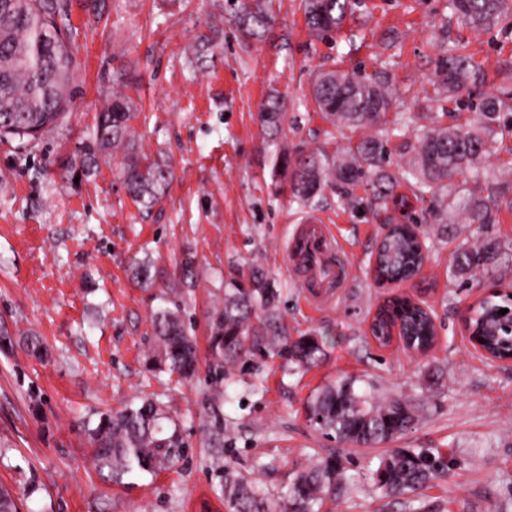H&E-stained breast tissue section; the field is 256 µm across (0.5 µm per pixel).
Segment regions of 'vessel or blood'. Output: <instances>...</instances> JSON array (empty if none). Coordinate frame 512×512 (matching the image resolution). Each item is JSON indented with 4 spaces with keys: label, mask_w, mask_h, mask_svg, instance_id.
Instances as JSON below:
<instances>
[{
    "label": "vessel or blood",
    "mask_w": 512,
    "mask_h": 512,
    "mask_svg": "<svg viewBox=\"0 0 512 512\" xmlns=\"http://www.w3.org/2000/svg\"><path fill=\"white\" fill-rule=\"evenodd\" d=\"M339 246L319 216H310L290 239L287 258L291 266L306 273L303 282L309 294L340 285L349 276L348 260L338 259Z\"/></svg>",
    "instance_id": "vessel-or-blood-1"
}]
</instances>
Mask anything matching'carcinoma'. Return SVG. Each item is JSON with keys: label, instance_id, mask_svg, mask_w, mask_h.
<instances>
[{"label": "carcinoma", "instance_id": "carcinoma-1", "mask_svg": "<svg viewBox=\"0 0 512 512\" xmlns=\"http://www.w3.org/2000/svg\"><path fill=\"white\" fill-rule=\"evenodd\" d=\"M235 18L243 39L260 37L271 19V0H234ZM71 0H0V137L32 142L57 126L70 111L76 95V70L71 51ZM453 15L477 32H490L512 18V0H450ZM309 30L331 38L342 27L351 0H301ZM483 74L472 64L467 46L461 43L442 49L435 70L436 96H456ZM318 109L336 132L360 133L353 147L332 158L325 154L288 152L280 162L288 172L290 197L302 206L311 204L323 187L336 186L338 202L351 211L362 208L407 205L395 195L397 185L407 183L417 199L430 198L433 223L441 235L450 224H493L501 207L512 209V181L505 182L486 166L497 135L512 131V103L493 93L477 106L476 118L464 125L444 127L438 116L428 115L429 124L415 143L405 142L408 160L389 171V142L396 133H406L415 123L410 112H397L391 126L383 119L396 103L389 78L381 72L363 76L342 70L322 71L312 80ZM132 106L129 98L114 96L98 112L92 138L82 142L79 153L91 161L104 149L124 144ZM262 126L276 138L284 130L286 113L279 99L272 98L260 116ZM466 174L469 181L458 185L455 178ZM123 178L134 202L151 210L164 197L172 168L146 156L128 153ZM365 185L371 197H360L355 189ZM497 256L489 242L468 239L454 255L461 274L483 269ZM424 264L423 243L414 232L395 227L384 236L376 253V280L407 281ZM278 289L263 271L250 272L249 285L231 281L224 289V307L217 310L210 327L209 347L214 379L224 381V364L235 363L257 352L285 354L299 366L320 359L317 337H292L278 313ZM508 308L507 297L483 298L471 308L468 330L484 340L493 355H512L509 316H498ZM419 346L434 335L427 312L408 296L388 299L374 318L373 336L386 345L392 331ZM153 329L168 370L190 379L199 370L195 340L189 335L179 309L159 310ZM312 420L323 434L337 442L369 447L390 441L412 426L415 415L400 401L379 402L355 389V381L343 379L322 389L309 406ZM163 412L150 398H142L115 412L100 415L88 429L96 468L109 473L120 484L134 471L156 474L179 455L174 436H161ZM448 461L430 451L400 449L385 456L374 472V484L386 495H403L423 488ZM342 478L336 463L317 460L291 485L284 512H319L323 500L336 494ZM224 496L235 512H265L263 502L251 493L250 482L239 476L225 477Z\"/></svg>", "mask_w": 512, "mask_h": 512}]
</instances>
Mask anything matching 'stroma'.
Segmentation results:
<instances>
[{
	"mask_svg": "<svg viewBox=\"0 0 512 512\" xmlns=\"http://www.w3.org/2000/svg\"><path fill=\"white\" fill-rule=\"evenodd\" d=\"M72 0L78 33V93L55 130L28 144L0 139V323L15 336L35 334L51 347L39 361L16 347L0 352V485L21 512H232L225 471L247 478L266 507L281 503L314 460L332 459L348 482L322 512H512V364L494 363L469 342L462 316L494 289L512 291V210L473 225L497 243L480 275L452 263L461 240L441 237L424 217L376 210L355 214L326 187L312 212L335 233L350 277L329 297L310 296L285 253L310 210L291 200L282 150L335 155L348 136L329 137L311 93L318 70L387 72L407 112L433 107L431 79L443 38L465 43L485 73L449 106L444 121L474 119L488 93L512 97L499 71L512 63V24L479 33L449 22L448 0H353L333 40L312 37L299 0H274V19L242 40L227 0H106L102 14ZM212 40L201 70L186 52ZM132 97L131 146L169 158L165 198L142 215L112 149L73 178L77 146L95 129L107 96ZM285 102V135L259 123L271 92ZM416 225L428 251L420 273L402 285L379 284L373 261L389 223ZM193 282H181L184 257ZM150 266L151 285L136 263ZM257 267L280 293L292 335L319 338L324 356L309 369L287 357L251 356L224 369L212 389L209 324L227 281ZM407 295L429 307L436 341L426 354L400 340L380 346L369 324L387 299ZM179 307L198 346L200 370L185 381L159 363L152 315ZM351 378L359 391L411 406L416 423L399 438L352 448L323 436L309 419L314 393ZM149 395L166 414L164 435L182 450L159 475L112 483L96 470L86 428L100 413ZM429 449L450 464L414 494L387 496L372 473L388 451ZM222 458L216 470L214 458Z\"/></svg>",
	"mask_w": 512,
	"mask_h": 512,
	"instance_id": "1",
	"label": "stroma"
}]
</instances>
